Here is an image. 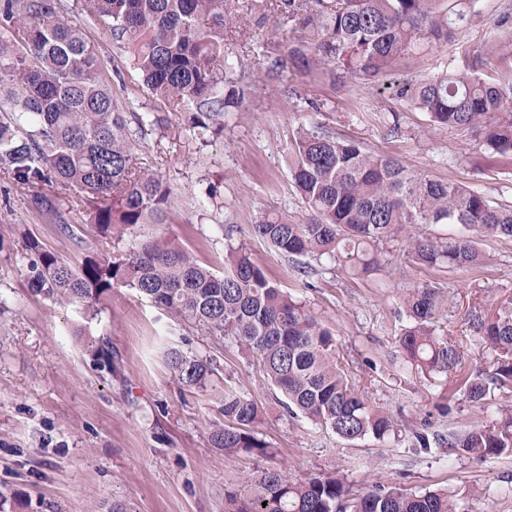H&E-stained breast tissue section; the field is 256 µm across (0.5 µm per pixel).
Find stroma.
<instances>
[{
  "instance_id": "stroma-1",
  "label": "stroma",
  "mask_w": 512,
  "mask_h": 512,
  "mask_svg": "<svg viewBox=\"0 0 512 512\" xmlns=\"http://www.w3.org/2000/svg\"><path fill=\"white\" fill-rule=\"evenodd\" d=\"M257 12L279 24L277 38L265 39L253 26ZM510 12L512 0H478L467 26L447 40L411 50L380 77L333 82L325 71L301 72L285 60L289 42L312 43L316 33L281 22L271 0H235L224 19L223 68L236 74L242 103L220 115V133L203 137L190 123L193 104L165 108L166 129L138 148L147 169L172 191L170 220L157 233L177 239L217 272L229 247L246 248L274 282L333 329L360 392L400 424L398 435L384 441L349 442L289 416L256 363L131 290L113 289L94 317L34 293L26 240L77 265L95 230L72 208L75 188L21 187L0 170V512H110L116 503L129 512H224L225 486L269 466L294 478L336 473L357 491L445 489L459 512H512V456L476 459L443 443L448 433L492 421L512 406V394L476 406L462 397L454 376L416 375L397 343L403 295L435 283L448 297L440 323L463 347V371L488 367L492 356L474 341L470 309L512 294V241L482 239L490 256L485 267L444 272L405 259L398 238L382 247L388 265L353 278L326 258L309 260V273H302L298 262L249 234L250 224L266 215L306 218L288 169L303 126L357 140L369 152L512 205V158L485 152L480 131L431 125L398 95L406 83L452 70L504 77L512 70V29L499 19ZM75 18L102 62L117 70L112 85L123 110L153 111L129 53L112 44L99 20L80 12ZM278 56L283 64L271 68ZM37 195L65 213L69 230L35 208ZM99 345L111 357L96 355ZM172 348L212 359L205 386L190 389L176 379L166 357ZM228 384L261 407L255 430L274 448L273 459L211 446L210 431L224 422ZM422 429L438 437L430 448L414 445Z\"/></svg>"
}]
</instances>
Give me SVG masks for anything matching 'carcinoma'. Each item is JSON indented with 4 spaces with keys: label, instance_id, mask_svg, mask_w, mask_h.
Listing matches in <instances>:
<instances>
[{
    "label": "carcinoma",
    "instance_id": "cac0c4a2",
    "mask_svg": "<svg viewBox=\"0 0 512 512\" xmlns=\"http://www.w3.org/2000/svg\"><path fill=\"white\" fill-rule=\"evenodd\" d=\"M477 0H278L281 18L322 33L310 48L288 44V60L311 69L332 63L350 75L377 77L402 54L448 38ZM229 0H80L81 12L101 20L112 41L131 49L143 84L160 101L196 104L195 127L221 114L219 88L227 75L224 12ZM69 0H0V165L14 183L74 186L85 193L76 207L107 241L137 233L139 242L116 256L95 249L81 264L61 261L38 241L25 243L30 288L45 299L97 311L112 289L127 288L173 318L206 335L228 339L258 361L284 396L291 415H302L346 441L396 435L394 418L370 403L339 363L336 336L298 300L272 281L244 248H230L224 274L198 263L177 240L150 231L168 221L171 189L138 163L136 145L165 127L156 112H123L95 45L70 20ZM210 19L214 27L206 29ZM398 95L430 122L480 129L493 154L512 157V72L488 81L472 72H448L399 89ZM291 179L308 210L302 222L268 216L251 233L295 261L323 257L354 276L382 267L380 245L408 235L406 258L438 270H474L489 256L477 235L512 240V206L492 202L472 187L436 179L401 161L367 152L354 140L318 129L297 132ZM35 206L69 229L61 211L43 197ZM459 224L451 237L411 236L408 229ZM448 296L435 284L404 295L399 348L409 367L448 375L462 363L461 347L436 318ZM475 341L494 352L491 369L461 381L465 399L482 405L512 393V295L471 313ZM168 364L187 387H202L211 360L174 349ZM224 426L210 443L228 454L270 458L257 436L261 410L224 386ZM448 447L476 458L512 454V412L448 433ZM224 512H456L446 490L405 493L376 486L352 492L344 477L315 474L294 479L266 468L224 489Z\"/></svg>",
    "mask_w": 512,
    "mask_h": 512
}]
</instances>
